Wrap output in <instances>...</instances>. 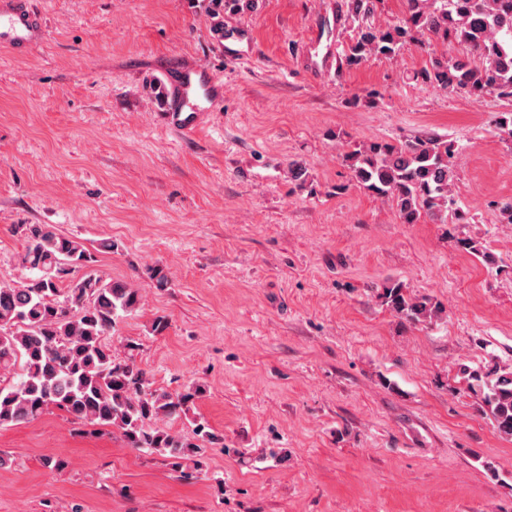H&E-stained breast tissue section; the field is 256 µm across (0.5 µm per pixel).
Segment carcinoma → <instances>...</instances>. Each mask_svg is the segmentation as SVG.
I'll return each instance as SVG.
<instances>
[{
    "mask_svg": "<svg viewBox=\"0 0 512 512\" xmlns=\"http://www.w3.org/2000/svg\"><path fill=\"white\" fill-rule=\"evenodd\" d=\"M378 2L346 0L359 29L347 61L394 55L419 35L443 45L457 42L469 56L434 52L416 77L449 93L512 99V0H403L402 16L386 29L365 24ZM452 158V146L437 137L355 143L346 153L359 186L395 203L405 224L443 222L454 204ZM17 231L29 276L0 282V427L27 423L55 407L79 424L116 428L129 448L186 458L194 444L153 431L146 421L186 414L193 394L154 388L134 355L117 360L104 340L119 318L138 309L137 289L98 275L95 252L52 224H20ZM81 269L85 273L73 277ZM384 298L410 321L432 313L427 303L407 300L396 282L384 287ZM460 374L499 432L512 436V371L463 365Z\"/></svg>",
    "mask_w": 512,
    "mask_h": 512,
    "instance_id": "carcinoma-1",
    "label": "carcinoma"
}]
</instances>
